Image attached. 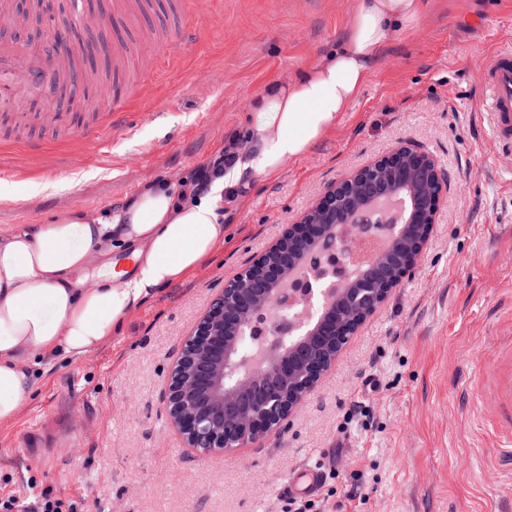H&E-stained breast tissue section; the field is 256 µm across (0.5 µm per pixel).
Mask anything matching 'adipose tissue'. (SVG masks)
Segmentation results:
<instances>
[{
  "label": "adipose tissue",
  "mask_w": 512,
  "mask_h": 512,
  "mask_svg": "<svg viewBox=\"0 0 512 512\" xmlns=\"http://www.w3.org/2000/svg\"><path fill=\"white\" fill-rule=\"evenodd\" d=\"M422 12L423 0H352L335 50L292 84L267 86L248 118V148L205 190L152 182L94 219L70 210L0 231V425L31 398L34 368L111 341L129 309L221 250L225 200L325 140ZM120 249L132 261L125 271L112 260ZM94 258L100 280L87 288L83 275Z\"/></svg>",
  "instance_id": "obj_1"
}]
</instances>
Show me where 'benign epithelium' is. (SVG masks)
I'll return each instance as SVG.
<instances>
[{"mask_svg":"<svg viewBox=\"0 0 512 512\" xmlns=\"http://www.w3.org/2000/svg\"><path fill=\"white\" fill-rule=\"evenodd\" d=\"M57 52L72 39L51 29ZM446 188L440 162L410 143L331 184L300 221L244 267L181 339L165 392L166 414L204 457L281 430L329 369L312 337L343 349L421 260ZM265 338L249 363L228 325Z\"/></svg>","mask_w":512,"mask_h":512,"instance_id":"1","label":"benign epithelium"}]
</instances>
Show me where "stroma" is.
<instances>
[{"label":"stroma","instance_id":"1","mask_svg":"<svg viewBox=\"0 0 512 512\" xmlns=\"http://www.w3.org/2000/svg\"><path fill=\"white\" fill-rule=\"evenodd\" d=\"M116 0H85L99 50L149 47L192 31L151 76L142 58L106 82L79 84L92 108L41 130L39 151L11 143L0 115V229L78 209L119 206L155 180L184 183L231 139L263 88L294 82L345 33L351 0H152L129 25ZM335 131L244 201L224 205L223 250L180 286L130 309L121 331L35 376L34 397L0 426V498L42 490L74 512H290L282 490L326 456L320 512H512V409L493 396L512 356V151L476 98L493 50L512 47V0H424ZM144 79L128 127L95 129ZM410 142L448 181L420 262L353 336L280 432L206 458L168 424L164 390L181 336L243 267L326 187Z\"/></svg>","mask_w":512,"mask_h":512}]
</instances>
